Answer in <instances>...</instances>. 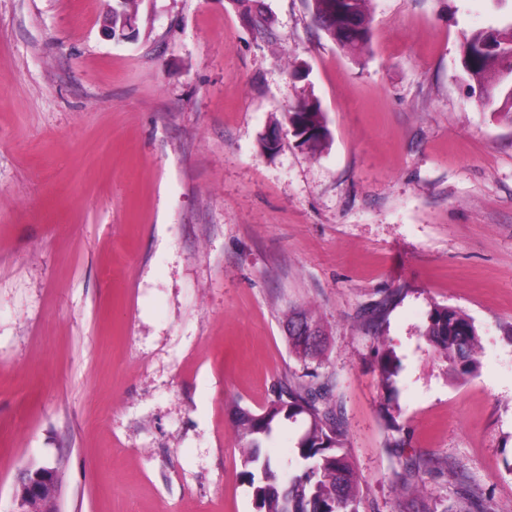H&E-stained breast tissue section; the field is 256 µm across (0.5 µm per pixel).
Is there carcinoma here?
Instances as JSON below:
<instances>
[{"mask_svg": "<svg viewBox=\"0 0 512 512\" xmlns=\"http://www.w3.org/2000/svg\"><path fill=\"white\" fill-rule=\"evenodd\" d=\"M139 0H112V28L138 19ZM369 0H306L314 21L351 55L369 48L371 19ZM512 38V23L488 27L464 35L461 66L478 92L482 107L497 118L512 124V75L503 73L505 44ZM288 133L299 143L317 151L329 141L330 131L320 103L306 97L288 109ZM288 344L303 359L320 353V342L310 336L321 335L318 322L307 312L288 315ZM424 336L441 357L463 375H472L479 334L474 323L448 306H437L429 316ZM380 371L385 384L393 383L399 361L391 352H383ZM334 386L296 387L280 384L273 399L259 413L237 408L234 427L240 433L244 477L253 489L258 512H359L362 489L360 478L345 452L346 426L334 400ZM303 419L306 429L295 448L301 464L298 474L277 472L270 458L261 456V439L270 437L284 421ZM430 460L420 456L406 460L400 478L407 485L421 479Z\"/></svg>", "mask_w": 512, "mask_h": 512, "instance_id": "carcinoma-1", "label": "carcinoma"}]
</instances>
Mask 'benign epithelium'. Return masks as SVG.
<instances>
[{
  "mask_svg": "<svg viewBox=\"0 0 512 512\" xmlns=\"http://www.w3.org/2000/svg\"><path fill=\"white\" fill-rule=\"evenodd\" d=\"M61 484L60 470L50 463L24 468L15 480L13 512H59Z\"/></svg>",
  "mask_w": 512,
  "mask_h": 512,
  "instance_id": "1",
  "label": "benign epithelium"
}]
</instances>
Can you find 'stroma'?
I'll use <instances>...</instances> for the list:
<instances>
[{
    "label": "stroma",
    "instance_id": "1",
    "mask_svg": "<svg viewBox=\"0 0 512 512\" xmlns=\"http://www.w3.org/2000/svg\"><path fill=\"white\" fill-rule=\"evenodd\" d=\"M111 3L0 0V512L31 462L60 467L62 512H256L233 409L313 375L360 512H395L411 455L439 463L425 497L512 512V125L460 65L512 0H371L359 57L303 0H140L133 41ZM304 96L316 154L286 125ZM437 306L476 326L475 375L426 341ZM288 132L311 151L320 150L329 141L330 131L315 98H303L288 109ZM288 328V344L293 352L300 358H314L320 353L321 330L318 322L307 312H293L288 315L286 322ZM318 337L317 342H311L310 336Z\"/></svg>",
    "mask_w": 512,
    "mask_h": 512
}]
</instances>
